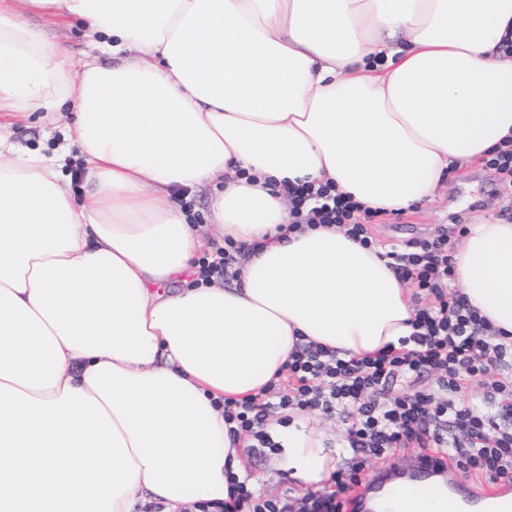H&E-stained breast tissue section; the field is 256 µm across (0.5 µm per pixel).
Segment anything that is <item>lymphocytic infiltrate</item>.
I'll return each mask as SVG.
<instances>
[{"instance_id":"1","label":"lymphocytic infiltrate","mask_w":512,"mask_h":512,"mask_svg":"<svg viewBox=\"0 0 512 512\" xmlns=\"http://www.w3.org/2000/svg\"><path fill=\"white\" fill-rule=\"evenodd\" d=\"M315 207H308V200ZM291 229L336 225L364 246L374 245V210L331 185L302 184L292 193ZM447 230L386 251L399 280L417 301L410 336L373 355L340 357L319 344L298 346L284 374L261 395L224 402L230 434L253 438L247 455L274 447L266 426L285 414L343 413L348 456L330 473L327 488L269 498L228 473V496L214 512H347L365 466L387 467L395 454L434 459L512 486V341L493 327L455 287ZM242 250L213 243L198 261L203 281L238 274ZM483 390L482 404L469 397Z\"/></svg>"}]
</instances>
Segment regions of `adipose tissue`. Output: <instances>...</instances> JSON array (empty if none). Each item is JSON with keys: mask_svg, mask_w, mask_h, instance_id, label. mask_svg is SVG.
I'll use <instances>...</instances> for the list:
<instances>
[{"mask_svg": "<svg viewBox=\"0 0 512 512\" xmlns=\"http://www.w3.org/2000/svg\"><path fill=\"white\" fill-rule=\"evenodd\" d=\"M79 20L73 62L32 16ZM512 0H0V115L69 112L68 157L0 147V512H134L227 496L243 473L224 400L295 347L374 354L411 332L380 247L289 230L285 190L372 210L434 200L450 168L512 139ZM243 246L233 287L197 279L206 237ZM469 304L512 340V224L453 248ZM307 483L333 469L288 436ZM75 135L73 130L71 131V138L69 140L70 156L67 158V165L63 168L65 177L63 178V184L70 190L74 196H81L84 191L85 185V174L82 168L81 159L78 161L75 159V154L78 153V149L73 145ZM80 171V177H76V172Z\"/></svg>", "mask_w": 512, "mask_h": 512, "instance_id": "ef3b65f1", "label": "adipose tissue"}]
</instances>
